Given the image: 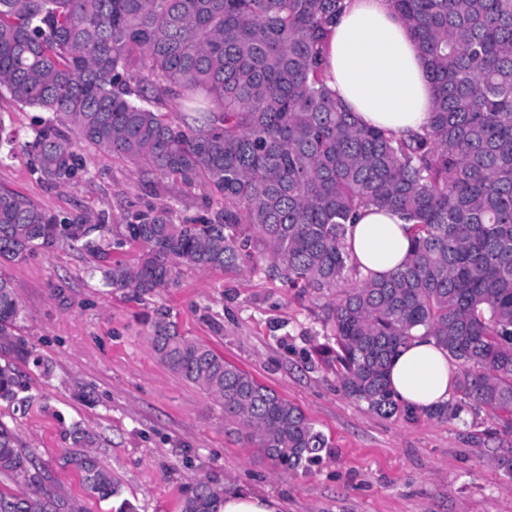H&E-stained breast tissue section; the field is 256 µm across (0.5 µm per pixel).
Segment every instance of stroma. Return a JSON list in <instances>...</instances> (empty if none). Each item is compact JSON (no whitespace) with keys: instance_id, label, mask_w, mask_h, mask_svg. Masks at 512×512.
Returning <instances> with one entry per match:
<instances>
[{"instance_id":"obj_1","label":"stroma","mask_w":512,"mask_h":512,"mask_svg":"<svg viewBox=\"0 0 512 512\" xmlns=\"http://www.w3.org/2000/svg\"><path fill=\"white\" fill-rule=\"evenodd\" d=\"M39 111L0 97V119L19 141L0 162V189L59 215L107 211L121 223L132 209L170 204L183 222L222 207L221 197L185 189L107 152H96L93 179L70 188L44 183L22 148ZM99 259L68 247L0 267L23 307L0 336V363H11L22 401L0 403V421L47 477L51 489L85 512H181L199 478L225 489L277 498L282 512H512V477L496 459L512 438H488L487 410L452 423L417 413L385 418L347 398L317 357L327 338L323 298L296 296L258 271L183 269L178 288L139 296L102 286ZM180 330L298 405L329 439L308 471H276L253 447L224 431V410L198 386L161 364L149 338L159 312ZM94 433L95 453L120 479L121 498L87 497L59 460L70 432Z\"/></svg>"}]
</instances>
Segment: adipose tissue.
<instances>
[{
	"instance_id": "obj_1",
	"label": "adipose tissue",
	"mask_w": 512,
	"mask_h": 512,
	"mask_svg": "<svg viewBox=\"0 0 512 512\" xmlns=\"http://www.w3.org/2000/svg\"><path fill=\"white\" fill-rule=\"evenodd\" d=\"M328 87L361 124L403 138L428 124L433 87L425 61L390 0H345L328 27ZM346 250L361 275L384 277L411 248V226L396 211L366 207L347 226ZM456 366L428 336L402 346L390 366L394 392L424 410L446 403L454 392Z\"/></svg>"
}]
</instances>
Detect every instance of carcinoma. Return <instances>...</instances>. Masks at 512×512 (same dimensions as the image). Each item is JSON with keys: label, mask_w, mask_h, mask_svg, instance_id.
<instances>
[{"label": "carcinoma", "mask_w": 512, "mask_h": 512, "mask_svg": "<svg viewBox=\"0 0 512 512\" xmlns=\"http://www.w3.org/2000/svg\"><path fill=\"white\" fill-rule=\"evenodd\" d=\"M343 0H0V95L47 114L24 147L43 181L73 187L102 150L155 176L205 187L224 207L197 224L170 205L62 217L0 191V266L67 245L94 253L105 287L138 295L179 285L180 266L235 273L258 255L269 280L301 295H336L320 321L321 358L342 393L386 418L412 419L388 383L418 331L459 367L455 398L427 411L453 421L483 408L512 435V0H391L434 84L424 134L406 140L362 125L326 86L327 27ZM181 122L169 118V106ZM401 212L412 250L383 278L364 277L344 240L364 207ZM141 247L133 262L112 251ZM22 305L0 277V336ZM157 359L224 406V426L283 472L327 447L303 410L166 314L151 324ZM0 365V402L17 400ZM61 467L87 496L119 481L76 425ZM33 462L0 422V512H81L30 474ZM224 488L199 479L182 512H217Z\"/></svg>", "instance_id": "cac0c4a2"}]
</instances>
